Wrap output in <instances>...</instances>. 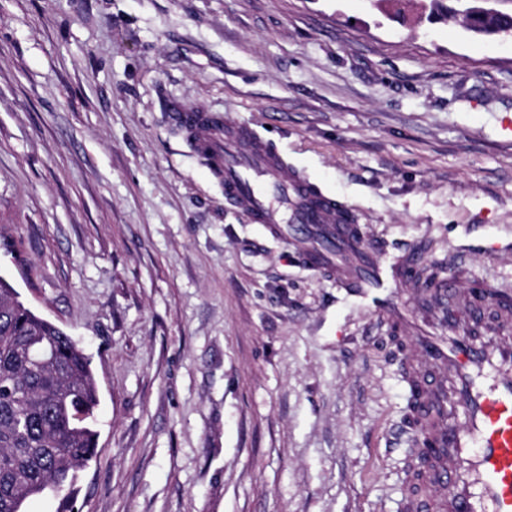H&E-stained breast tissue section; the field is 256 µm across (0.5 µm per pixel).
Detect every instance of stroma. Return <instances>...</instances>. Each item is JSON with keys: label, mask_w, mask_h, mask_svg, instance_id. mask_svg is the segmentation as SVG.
Listing matches in <instances>:
<instances>
[{"label": "stroma", "mask_w": 512, "mask_h": 512, "mask_svg": "<svg viewBox=\"0 0 512 512\" xmlns=\"http://www.w3.org/2000/svg\"><path fill=\"white\" fill-rule=\"evenodd\" d=\"M423 4L0 0V276L92 361L78 512H402L370 301L247 223L167 103L249 124L384 257L512 290V39Z\"/></svg>", "instance_id": "stroma-1"}]
</instances>
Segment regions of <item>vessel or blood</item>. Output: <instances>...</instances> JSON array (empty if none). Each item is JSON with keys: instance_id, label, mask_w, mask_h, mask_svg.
<instances>
[{"instance_id": "1", "label": "vessel or blood", "mask_w": 512, "mask_h": 512, "mask_svg": "<svg viewBox=\"0 0 512 512\" xmlns=\"http://www.w3.org/2000/svg\"><path fill=\"white\" fill-rule=\"evenodd\" d=\"M169 110L225 201L274 239L301 241L310 269L372 300L375 321L408 343L415 440L429 452L406 470L403 512H512V291L462 286L458 267L429 284L409 280L427 253L381 258L349 210L289 171L252 127L179 100Z\"/></svg>"}]
</instances>
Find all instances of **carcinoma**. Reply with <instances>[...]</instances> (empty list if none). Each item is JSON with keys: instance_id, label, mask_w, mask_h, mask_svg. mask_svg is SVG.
<instances>
[{"instance_id": "1", "label": "carcinoma", "mask_w": 512, "mask_h": 512, "mask_svg": "<svg viewBox=\"0 0 512 512\" xmlns=\"http://www.w3.org/2000/svg\"><path fill=\"white\" fill-rule=\"evenodd\" d=\"M450 0H429L428 20H458L474 38L512 34V10H497L475 27ZM99 406L90 358L55 324L36 315L0 277V512H26L53 483L70 499L96 456Z\"/></svg>"}]
</instances>
